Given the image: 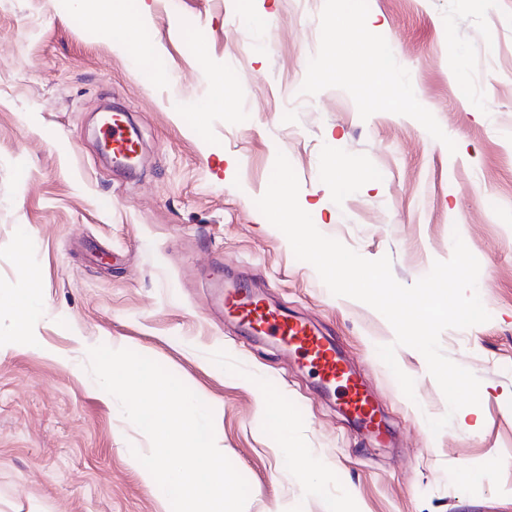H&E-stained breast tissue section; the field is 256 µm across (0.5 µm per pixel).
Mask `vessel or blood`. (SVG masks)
Instances as JSON below:
<instances>
[{"label":"vessel or blood","instance_id":"obj_1","mask_svg":"<svg viewBox=\"0 0 512 512\" xmlns=\"http://www.w3.org/2000/svg\"><path fill=\"white\" fill-rule=\"evenodd\" d=\"M125 127L126 116L121 112L113 113L111 121L103 127L104 138L117 158L133 157L138 152L137 142L126 135ZM223 305L225 314L236 318L248 333L272 337L282 346L299 352L325 387L339 393L342 407L358 424L373 437L383 438V419L377 416L363 380L338 357L333 341L306 322L266 305L243 283L225 286Z\"/></svg>","mask_w":512,"mask_h":512}]
</instances>
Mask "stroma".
Listing matches in <instances>:
<instances>
[{
  "mask_svg": "<svg viewBox=\"0 0 512 512\" xmlns=\"http://www.w3.org/2000/svg\"><path fill=\"white\" fill-rule=\"evenodd\" d=\"M81 2L0 0V512H171L133 464L149 439L88 371L100 344L212 409L245 512H512V0H143L148 57ZM108 104L140 143L130 178L98 151ZM280 152L316 228L389 257L401 284L448 260L453 234L477 258L490 319L440 336L481 381L476 431L432 433L447 402L424 356L396 350L407 398L377 353L389 322L333 295L258 211ZM228 274L335 342L391 440L216 307ZM31 293L30 340L12 301Z\"/></svg>",
  "mask_w": 512,
  "mask_h": 512,
  "instance_id": "obj_1",
  "label": "stroma"
}]
</instances>
